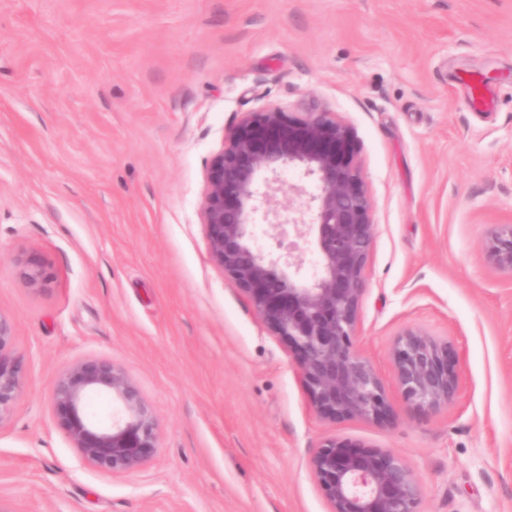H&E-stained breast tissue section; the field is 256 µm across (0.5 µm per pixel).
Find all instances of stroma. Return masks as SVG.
<instances>
[{
    "instance_id": "1",
    "label": "stroma",
    "mask_w": 512,
    "mask_h": 512,
    "mask_svg": "<svg viewBox=\"0 0 512 512\" xmlns=\"http://www.w3.org/2000/svg\"><path fill=\"white\" fill-rule=\"evenodd\" d=\"M494 109L470 105L484 89ZM356 137L374 239L356 345L389 427L313 411L287 344L210 256L206 167L269 106ZM512 0H0V313L24 390L0 423V512H329L328 438L398 455L420 512H512ZM49 278L28 287L20 263ZM451 340L459 390L408 404L391 350ZM112 359L151 404L142 470L87 465L51 410L69 364ZM484 251L496 270L512 277V224H497L488 233Z\"/></svg>"
}]
</instances>
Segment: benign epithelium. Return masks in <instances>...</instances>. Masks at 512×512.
Returning a JSON list of instances; mask_svg holds the SVG:
<instances>
[{
	"mask_svg": "<svg viewBox=\"0 0 512 512\" xmlns=\"http://www.w3.org/2000/svg\"><path fill=\"white\" fill-rule=\"evenodd\" d=\"M356 156L352 129L326 109L309 108L301 117L278 106L251 112L225 128L224 146L207 164L200 217L212 259L292 352L314 412L331 423L361 419L389 426L394 415L383 381L355 344L374 236L372 204ZM291 169L313 179L316 193L308 211L283 220L273 202ZM260 222L274 230L280 253L259 245ZM289 227L315 255L309 276L303 248L283 242ZM484 251L496 270L511 278L512 224L494 225ZM20 276L28 287L40 288L48 272L32 259ZM391 359L396 384L414 407L438 410L456 397L452 342L406 329L395 339ZM23 385L14 325L0 315V422ZM94 394L112 400L104 419L87 409ZM51 406L73 447L99 471L130 474L158 452L151 405L111 359L87 357L68 366L52 384ZM309 466L330 512H419V482L388 450L329 438Z\"/></svg>",
	"mask_w": 512,
	"mask_h": 512,
	"instance_id": "7a95c632",
	"label": "benign epithelium"
}]
</instances>
